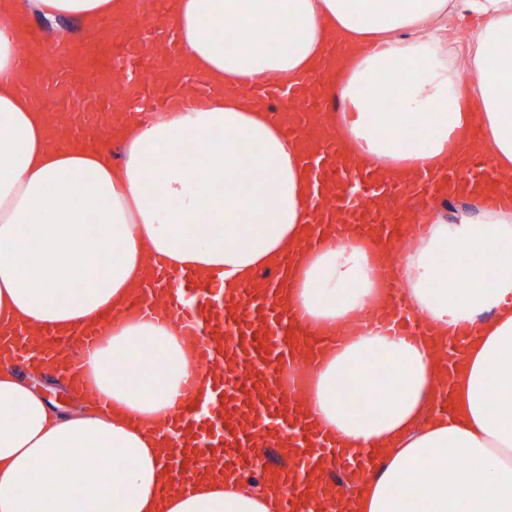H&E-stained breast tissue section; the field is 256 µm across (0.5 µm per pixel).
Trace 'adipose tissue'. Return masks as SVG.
Segmentation results:
<instances>
[{
  "mask_svg": "<svg viewBox=\"0 0 512 512\" xmlns=\"http://www.w3.org/2000/svg\"><path fill=\"white\" fill-rule=\"evenodd\" d=\"M128 8V0H0V334L111 323L91 362L92 389L42 362L25 375L0 367V512H276L275 495L253 482L228 489L203 479L191 493L160 496L170 475L157 427L190 356L172 322L122 312L150 255L220 278L230 294L293 253L310 221L295 139L249 96L220 92L200 109L123 123L119 160L108 147L54 143L48 113L17 91L16 12L70 19L87 32ZM451 14L480 21L468 95L441 35ZM166 15L191 68L219 86L260 75L293 85L331 41H376L328 75L356 156L405 176L419 162H456L477 128L484 152L512 170V0H168ZM393 97L399 109L386 111ZM191 142L197 162L187 168L178 159ZM425 220L427 234L402 252L405 295L442 333L471 332L448 411L433 407L430 341L379 333L319 361L312 402L339 447L382 453L352 495L354 512H512V211L476 196L459 222ZM375 248L350 231L342 246L313 249L290 274L289 301L319 329L384 301L370 275ZM72 270L87 283L73 287ZM120 359L136 363L139 383L116 370ZM31 375L76 395L80 412L53 410ZM345 377L378 402L349 408L337 390ZM103 398L111 409L100 408ZM89 456L101 465L81 483L63 477L61 463L75 468Z\"/></svg>",
  "mask_w": 512,
  "mask_h": 512,
  "instance_id": "adipose-tissue-1",
  "label": "adipose tissue"
}]
</instances>
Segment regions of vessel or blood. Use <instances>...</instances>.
I'll list each match as a JSON object with an SVG mask.
<instances>
[{
  "label": "vessel or blood",
  "mask_w": 512,
  "mask_h": 512,
  "mask_svg": "<svg viewBox=\"0 0 512 512\" xmlns=\"http://www.w3.org/2000/svg\"><path fill=\"white\" fill-rule=\"evenodd\" d=\"M163 2L129 0L127 15L107 20L82 42H39L31 48L40 80H20L19 90L60 117L52 137L82 140L112 127L121 114L145 118L176 102L185 110L208 102L213 88L207 81L189 71L174 82L165 75L164 61L183 56L185 49L165 19ZM250 89L258 106L279 112L302 148L312 220L301 250L340 239L347 224L397 247L407 234L423 236L422 213L462 188L483 193L496 208L512 209V175L476 150L443 169L419 166L406 178L353 157L337 134L317 122L342 109L341 101L323 93L320 72L298 85L265 76ZM297 260L294 254L284 257L231 296L218 293L211 279L151 261L128 313L171 319L197 361L161 434L169 490L191 492L199 479L218 472L245 475L274 453L280 464L267 469L264 479L281 492L279 512H347V497L334 480L337 457L356 476L373 467L367 451H341L334 435L317 426L305 404L310 372L327 350L358 334L380 330L414 341L431 335L433 324L401 297L399 264L388 259L375 263L373 274L390 288V302L340 326L313 329L302 310L289 306L283 289ZM17 334L8 363L49 354L68 361L76 373L83 372L100 340L93 327L70 336L23 326ZM205 378L212 383L207 393L200 389Z\"/></svg>",
  "instance_id": "b4317fda"
}]
</instances>
